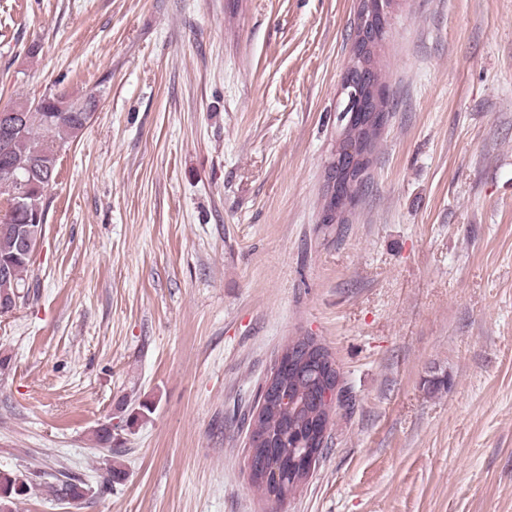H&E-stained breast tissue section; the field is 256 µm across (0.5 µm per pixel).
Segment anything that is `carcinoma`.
<instances>
[{"label":"carcinoma","instance_id":"1","mask_svg":"<svg viewBox=\"0 0 512 512\" xmlns=\"http://www.w3.org/2000/svg\"><path fill=\"white\" fill-rule=\"evenodd\" d=\"M85 98L72 100L65 95L49 93L35 103L18 102L13 108L22 112L24 122L8 140L0 139V170L7 169L20 179L11 190L0 192V201L11 209V218L0 220V261L12 264V275L0 277V296L30 287L32 262L20 255L19 229L35 223V216L47 220L48 193L55 183L58 156L71 139L89 123L84 109ZM379 133L362 126L352 129L351 137L360 141L368 158L360 168L365 173L371 161ZM279 380L288 391V405H264L254 421L255 433L275 437L272 448H257L264 457V478L252 484L266 496L275 491H295L304 483L301 463L310 448H327L328 425L333 407L325 402L326 389L336 390V406L342 405L343 390L336 373L315 372L302 367L286 368ZM19 478L12 472H0V504L14 505L18 499Z\"/></svg>","mask_w":512,"mask_h":512}]
</instances>
